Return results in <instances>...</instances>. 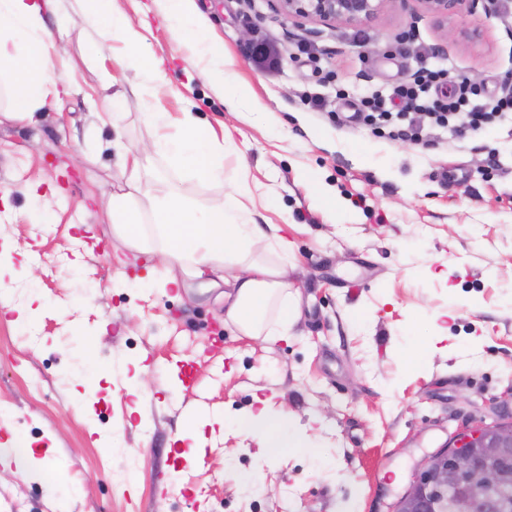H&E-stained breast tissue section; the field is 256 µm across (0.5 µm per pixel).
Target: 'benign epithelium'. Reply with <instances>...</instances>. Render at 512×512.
<instances>
[{
    "label": "benign epithelium",
    "instance_id": "benign-epithelium-1",
    "mask_svg": "<svg viewBox=\"0 0 512 512\" xmlns=\"http://www.w3.org/2000/svg\"><path fill=\"white\" fill-rule=\"evenodd\" d=\"M280 15L321 22L367 25L391 0H272ZM415 13L442 28L463 6L479 0H413ZM512 460V421L467 427L425 457L398 498L393 512H512V501L499 494L507 479L505 464Z\"/></svg>",
    "mask_w": 512,
    "mask_h": 512
}]
</instances>
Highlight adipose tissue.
Here are the masks:
<instances>
[{"label":"adipose tissue","mask_w":512,"mask_h":512,"mask_svg":"<svg viewBox=\"0 0 512 512\" xmlns=\"http://www.w3.org/2000/svg\"><path fill=\"white\" fill-rule=\"evenodd\" d=\"M72 2L88 27L98 29V0ZM189 2L167 0L169 29L187 44L205 76L223 87L230 107L247 105L250 87L232 79L223 44L205 32ZM60 4L61 0H0V63L11 66L19 84L11 106L12 119H30L48 97H60L71 89L66 79L54 74L48 48L56 39L43 26L44 14L57 12ZM98 31L103 41L113 45V63L123 68L132 61L138 64L137 74L125 80L126 93L105 100L112 126L118 130L125 118L122 105L126 94L153 97L170 81L163 59L149 50L141 27L120 8H113L110 26ZM146 118L154 129L148 151L132 150L120 140L114 143L116 165L125 181L112 194L113 233L131 249L158 259V266L148 268L146 282L165 289L176 284L178 275H185L199 293L215 292L216 303L224 307L225 323L240 335L268 340L287 335L300 316L291 299L288 265L266 261L265 255L287 251L288 243L249 220L239 200L241 180H225L224 155L236 148L232 133L216 135L188 109L175 119L165 112H150ZM153 155L189 169L200 180L228 182L229 189L203 208L193 205L175 186L156 189L140 177ZM237 425L272 455L285 448L306 447L289 431L287 417L272 416L264 408L238 418Z\"/></svg>","instance_id":"obj_1"}]
</instances>
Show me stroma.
<instances>
[{
  "mask_svg": "<svg viewBox=\"0 0 512 512\" xmlns=\"http://www.w3.org/2000/svg\"><path fill=\"white\" fill-rule=\"evenodd\" d=\"M121 4L171 82L126 99L125 142L147 149L146 112L187 106L229 130L224 173L241 174L251 217L287 240L301 317L267 342L225 326L212 298L136 284L147 256L112 234L115 133L99 117L104 84L123 76L78 11L46 15L71 32L55 65L80 91L20 122L0 70V253L16 270L0 279V432L31 452L0 444V512H390L462 425L512 416V119L462 137L428 126L414 142L353 114L424 66L474 86L478 104L511 89L512 0H480L444 31L410 0L366 27L288 19L270 0H191L253 92L236 111L166 26L165 0ZM308 173L342 202L337 217ZM149 176L201 206L225 191L157 157ZM195 354L198 386L178 388L171 367ZM262 403L308 450L269 457L238 429ZM192 413L225 424L178 468Z\"/></svg>",
  "mask_w": 512,
  "mask_h": 512,
  "instance_id": "stroma-1",
  "label": "stroma"
}]
</instances>
